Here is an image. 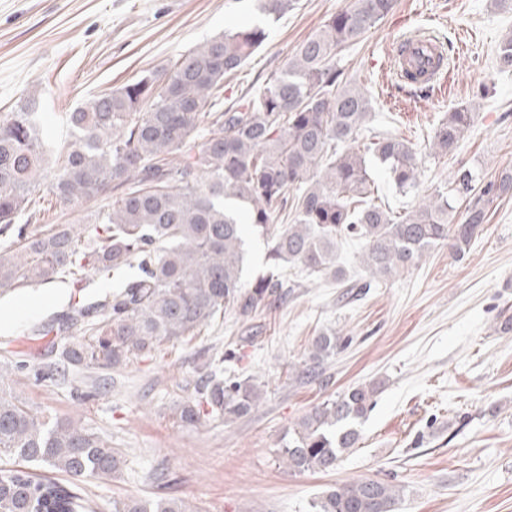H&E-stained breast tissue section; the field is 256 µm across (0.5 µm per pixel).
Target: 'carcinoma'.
<instances>
[{"mask_svg":"<svg viewBox=\"0 0 512 512\" xmlns=\"http://www.w3.org/2000/svg\"><path fill=\"white\" fill-rule=\"evenodd\" d=\"M297 6L298 0H261L260 10L278 19ZM394 6L395 0H351L296 48L276 78L227 105L224 82L267 38L261 25L226 30L180 55L169 70L89 97L68 113L72 139L56 155L43 200L36 193L48 154L34 101L24 98L0 114V232L25 220L13 247L0 251V289L91 272L122 279L118 291L35 330L64 340L50 372L122 365L198 335L227 310L247 319L281 296L288 284L272 272L243 281L246 224L266 239L272 268L288 264L310 276L329 275L348 294L411 270L438 246H449L457 262L465 259L492 205L512 198V173L482 183L460 167L455 192L467 201L460 223L450 221L453 206L441 191L394 215L375 202L367 158L406 194L417 187L416 151L392 134L369 131L370 97L339 80L336 57ZM496 59L500 70L512 71V37L499 43ZM471 118L448 113L431 139L434 152L456 149ZM201 130L207 137L199 144ZM109 192L111 209L81 224L30 228L41 211L73 210ZM279 216L289 223H275ZM343 240L362 243L365 280L347 278L337 265ZM340 346L334 332L316 337L301 378L319 380ZM3 364L0 460L46 464L68 483L0 469V512H89L83 479L112 478L124 466L121 452L81 420H53L7 395L6 384L24 364ZM202 368L195 396L174 411L180 426L234 422L258 407L255 379L220 377L209 358ZM377 392V383H361L315 405L282 439L288 470L336 469L359 444ZM400 498L397 486L366 478L329 487L311 502V512H395ZM112 510L195 512L174 497L123 499Z\"/></svg>","mask_w":512,"mask_h":512,"instance_id":"cac0c4a2","label":"carcinoma"}]
</instances>
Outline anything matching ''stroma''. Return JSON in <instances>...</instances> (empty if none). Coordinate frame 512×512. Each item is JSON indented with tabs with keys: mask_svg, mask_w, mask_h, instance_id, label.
<instances>
[{
	"mask_svg": "<svg viewBox=\"0 0 512 512\" xmlns=\"http://www.w3.org/2000/svg\"><path fill=\"white\" fill-rule=\"evenodd\" d=\"M351 0H300L269 23L267 38L224 86L257 91L295 48ZM256 0H0V113L19 98L37 102L49 142L70 139L68 112L146 70L170 67L180 54L227 29L260 22ZM415 30L450 49L448 74L429 94L396 87L381 66ZM512 32V0H396L392 12L341 56L348 80L367 89L375 130L418 149L417 188L400 195L372 166L375 200L401 214L436 191H449L460 166L480 180L512 169V73L500 72L496 48ZM469 108L459 147L432 153L435 128ZM294 292L261 306L250 320L232 314L198 336L163 344L153 356L67 377L35 378L59 362L62 342L33 335L34 325L112 293L111 275L25 284L0 296V355L18 353L27 367L10 382L13 396L49 416L80 415L103 434L125 464L112 479L85 488L94 512L113 501L177 496L197 512H310L335 484L373 478L397 485L396 512H512V200L494 204L467 260L431 251L409 272L342 299L335 282L286 267ZM336 330L343 345L326 361L324 382L291 378L316 336ZM224 373L252 377L265 391L247 417L197 428L175 423L178 404L194 393L202 356L221 358ZM377 381L376 406L358 448L331 472L288 471L281 440L312 406L350 386Z\"/></svg>",
	"mask_w": 512,
	"mask_h": 512,
	"instance_id": "obj_1",
	"label": "stroma"
}]
</instances>
